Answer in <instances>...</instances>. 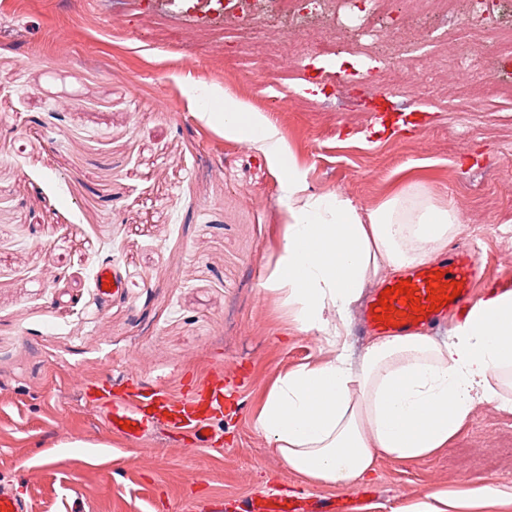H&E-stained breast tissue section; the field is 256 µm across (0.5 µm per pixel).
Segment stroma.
I'll use <instances>...</instances> for the list:
<instances>
[{
  "label": "stroma",
  "mask_w": 512,
  "mask_h": 512,
  "mask_svg": "<svg viewBox=\"0 0 512 512\" xmlns=\"http://www.w3.org/2000/svg\"><path fill=\"white\" fill-rule=\"evenodd\" d=\"M483 25L475 47L447 38L433 0H338L324 18L278 0L243 14L219 0H0V483L34 512L72 495L82 512H240L278 487L397 512L469 481L512 487L499 462L512 415L488 401L438 455L379 460L355 496L290 473L258 405L279 374L333 350L259 286L284 222L265 155L201 118L206 91L231 89L278 128L311 192L365 214L419 184L458 210L452 246L478 249L483 277L512 289V98L491 90L512 84L491 36L512 27V0ZM390 29L438 66L384 70ZM462 54L472 63L452 66ZM103 267L121 283L105 298ZM129 355L149 385L241 381L212 448L192 455L153 430L136 443L158 459L143 470L65 384L75 366L120 383Z\"/></svg>",
  "instance_id": "35a3bbf8"
}]
</instances>
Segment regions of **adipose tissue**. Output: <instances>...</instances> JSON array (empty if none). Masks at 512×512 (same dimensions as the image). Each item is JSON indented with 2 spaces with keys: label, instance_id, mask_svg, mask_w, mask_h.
Returning <instances> with one entry per match:
<instances>
[{
  "label": "adipose tissue",
  "instance_id": "obj_1",
  "mask_svg": "<svg viewBox=\"0 0 512 512\" xmlns=\"http://www.w3.org/2000/svg\"><path fill=\"white\" fill-rule=\"evenodd\" d=\"M207 121L225 138L261 151L278 177L283 247L262 288L302 332H321L330 359L278 375L256 413L257 428L289 470L311 482L351 488L387 456L403 463L437 454L455 439L479 401L512 414L500 384L512 376V289H494L437 341L415 332L379 336L359 359L344 338L367 283L404 272L444 250L460 222L447 203L418 201L400 189L369 214L341 193L317 195L291 160L276 126L231 91H215ZM488 487L425 494L406 512H473Z\"/></svg>",
  "mask_w": 512,
  "mask_h": 512
}]
</instances>
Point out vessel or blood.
Returning <instances> with one entry per match:
<instances>
[{"label": "vessel or blood", "mask_w": 512, "mask_h": 512, "mask_svg": "<svg viewBox=\"0 0 512 512\" xmlns=\"http://www.w3.org/2000/svg\"><path fill=\"white\" fill-rule=\"evenodd\" d=\"M479 259L469 249L455 247L438 262H428L410 271L407 281L416 289L417 297L427 299L429 283L434 275L443 282H457L460 294L448 305L436 306L418 313L401 296L389 294L386 301L372 299L364 323L386 336L405 335L422 324H435L445 309L461 310L471 302L473 289L479 280ZM391 304L389 321H382L384 304ZM125 387L122 394L112 392L111 382L99 383L98 399L107 410V429L110 433L129 440L140 439L148 431L158 428L183 431L188 434L195 451H202L211 443L209 433L213 422L224 414V383L219 379H200L190 385L171 388L155 384L150 393L139 391L137 365L134 357L124 361ZM307 502L297 496L272 491L261 494L243 504V512H306ZM0 512H32L30 502L9 486L0 485Z\"/></svg>", "instance_id": "1"}]
</instances>
